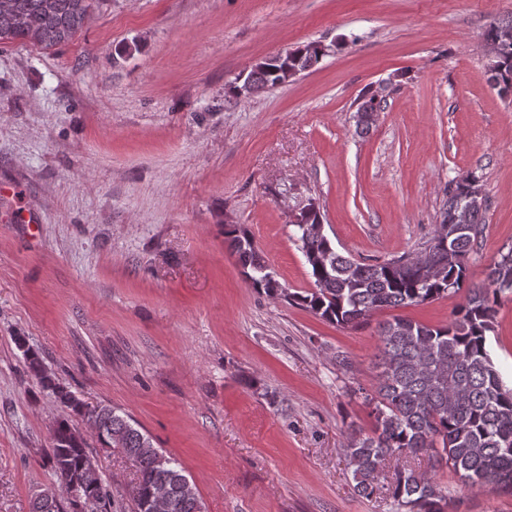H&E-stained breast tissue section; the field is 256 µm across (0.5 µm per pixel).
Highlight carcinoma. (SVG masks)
<instances>
[{
    "mask_svg": "<svg viewBox=\"0 0 512 512\" xmlns=\"http://www.w3.org/2000/svg\"><path fill=\"white\" fill-rule=\"evenodd\" d=\"M96 0H0V44L19 41L43 49L70 42L82 30ZM485 43L497 47L485 62L489 82L501 96L512 95V21L489 22ZM325 57L321 43L309 42L253 65L248 74L255 93L289 82L287 70L301 74ZM384 96L368 89L360 97L357 128L369 132L375 114L384 109ZM445 202L434 235L425 248L426 273L406 256L367 264L336 250L319 230L323 216L314 200L291 223L294 239L305 259L314 288L290 295L239 224L224 225L249 286L275 297L291 298L313 314L340 327L357 326L378 310L419 305L467 288L464 304L445 326L395 317L379 324L378 384L366 400L374 405L372 433L347 444L359 495L371 498L386 490L391 512H445L448 491L431 477L402 464L407 457L427 454L431 468L443 464L477 487L512 492V387L504 385L488 344L494 331L499 295L512 292V246L489 265L488 284L465 286L467 266L483 233L486 203L460 188L446 187ZM29 368L42 388L62 407L86 420L104 448L123 450L136 466L139 495L131 512L146 508L151 491L167 483L170 512H202L196 489L177 460L154 447L131 418L112 407L85 408L67 388L55 382L37 354L26 350ZM84 438L57 420L48 457L64 486L80 480L77 497L68 506L32 512H126L113 499L99 472L85 469ZM395 461L391 477L379 486V474Z\"/></svg>",
    "mask_w": 512,
    "mask_h": 512,
    "instance_id": "cac0c4a2",
    "label": "carcinoma"
}]
</instances>
